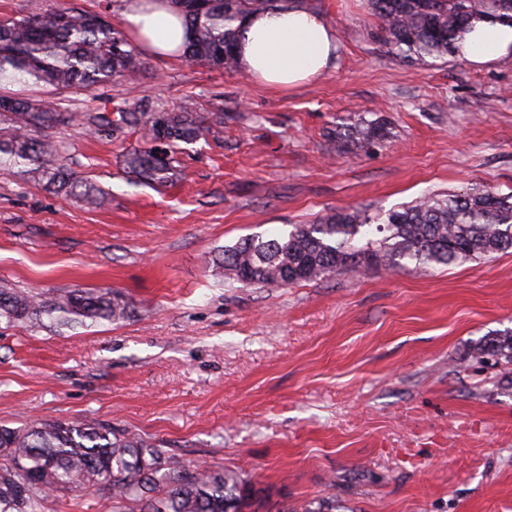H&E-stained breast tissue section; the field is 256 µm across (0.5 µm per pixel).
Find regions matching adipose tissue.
<instances>
[{
	"mask_svg": "<svg viewBox=\"0 0 512 512\" xmlns=\"http://www.w3.org/2000/svg\"><path fill=\"white\" fill-rule=\"evenodd\" d=\"M124 25L147 54L182 53L189 29L173 0H130ZM335 30L303 8L258 12L242 27L235 56L243 73L268 86L287 88L320 77L336 58ZM457 55L481 67L512 60V21L490 14L472 20L457 41Z\"/></svg>",
	"mask_w": 512,
	"mask_h": 512,
	"instance_id": "ef3b65f1",
	"label": "adipose tissue"
}]
</instances>
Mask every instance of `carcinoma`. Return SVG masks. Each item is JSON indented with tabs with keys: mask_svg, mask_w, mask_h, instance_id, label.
Returning a JSON list of instances; mask_svg holds the SVG:
<instances>
[{
	"mask_svg": "<svg viewBox=\"0 0 512 512\" xmlns=\"http://www.w3.org/2000/svg\"><path fill=\"white\" fill-rule=\"evenodd\" d=\"M189 26L184 49L193 63L231 70L245 18L290 10L302 0H172ZM379 36L405 58L450 56L466 22L476 14L512 16V0H372ZM144 62L127 36L99 15L71 7L20 19H0V87L45 85L80 93L137 77ZM0 110V168L18 167L56 194L88 207L106 192L60 162V145L36 133L74 123L94 133L139 128L144 146L124 155L136 182L164 187L177 175V154L210 134L214 120L200 112H161L125 106L88 115L57 112L49 102L9 97ZM389 136L380 119L360 118L333 139L336 150L368 148ZM512 248V194L485 186L463 194L428 195L388 212L338 210L287 234L239 239L215 253L219 272L239 284L281 285L321 280L364 268L395 269L407 258L423 266H449L491 258ZM118 291L74 288L62 294L0 285V321L115 322L129 317ZM469 358L512 365V331L475 343ZM94 491L112 512H271L252 476L222 466H189L163 442L89 420H46L0 425V512H41L50 494L77 499Z\"/></svg>",
	"mask_w": 512,
	"mask_h": 512,
	"instance_id": "cac0c4a2",
	"label": "carcinoma"
}]
</instances>
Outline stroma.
I'll return each mask as SVG.
<instances>
[{
  "instance_id": "1",
  "label": "stroma",
  "mask_w": 512,
  "mask_h": 512,
  "mask_svg": "<svg viewBox=\"0 0 512 512\" xmlns=\"http://www.w3.org/2000/svg\"><path fill=\"white\" fill-rule=\"evenodd\" d=\"M129 0H0L1 18L62 5L122 25ZM336 31L334 65L289 89L238 70L144 56L131 83L27 87L61 112L108 105L220 112L176 179L136 183L140 131L49 129L67 164L104 188L89 209L0 169V285L115 290L132 313L71 328L0 323V424L82 418L164 441L187 464L252 476L289 508L512 512V387L469 360L512 329V251L424 268L357 269L290 286H242L221 247L332 211L389 210L487 185L512 192V61L405 62L379 41L370 0H306ZM381 117L387 139L330 138Z\"/></svg>"
}]
</instances>
